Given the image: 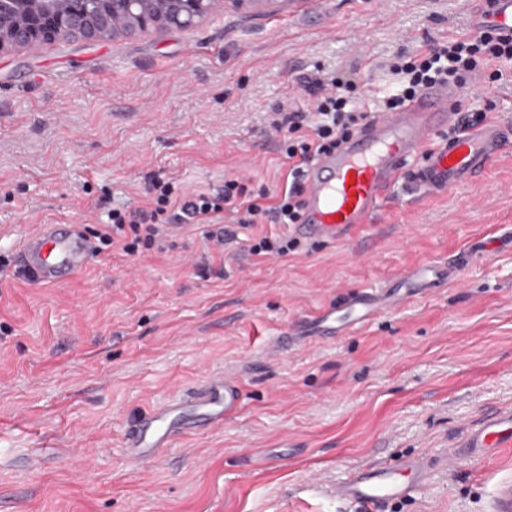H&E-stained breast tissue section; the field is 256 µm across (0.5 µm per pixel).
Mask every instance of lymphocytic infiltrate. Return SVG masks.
Wrapping results in <instances>:
<instances>
[{"label":"lymphocytic infiltrate","mask_w":512,"mask_h":512,"mask_svg":"<svg viewBox=\"0 0 512 512\" xmlns=\"http://www.w3.org/2000/svg\"><path fill=\"white\" fill-rule=\"evenodd\" d=\"M500 59L512 60V36L493 27L464 39L429 46L394 64V72L403 75L405 82L396 94L385 99L382 109L398 110L426 86L438 82L459 85L467 76L483 73L489 80H500L502 72L493 66ZM352 87L351 81L333 79L330 90L318 98L314 111L279 112L272 118L270 128L281 138L292 178L288 190L277 198H270L264 191L246 193L238 180L229 179L216 195L201 193L176 201L171 184L158 181L152 185L154 195L147 205L113 211L97 232L100 243L133 255L158 246L170 232L186 225L214 223L216 215L226 210L244 212L249 224L259 223L269 215L281 224L296 223L307 164L338 148L367 118L365 112L351 105Z\"/></svg>","instance_id":"1"}]
</instances>
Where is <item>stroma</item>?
<instances>
[{
    "label": "stroma",
    "instance_id": "1",
    "mask_svg": "<svg viewBox=\"0 0 512 512\" xmlns=\"http://www.w3.org/2000/svg\"><path fill=\"white\" fill-rule=\"evenodd\" d=\"M474 0H289L220 11L192 31L62 39L0 52V512H362L334 496L358 469L420 456L428 475L391 512H497L512 442L465 460L512 415V146L444 192L400 184L376 222L261 258L242 227L217 252L204 226L163 250H99L59 286L14 278L24 237H94L154 180L181 196L242 177L277 193L288 161L273 113L308 112L315 78L350 74L360 111L391 67L468 35ZM468 80L457 106L512 126V62ZM429 262L456 280L345 334L280 345L298 321ZM221 375L239 413L162 449L125 453L130 427Z\"/></svg>",
    "mask_w": 512,
    "mask_h": 512
}]
</instances>
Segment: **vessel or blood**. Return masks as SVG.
Instances as JSON below:
<instances>
[{
  "label": "vessel or blood",
  "instance_id": "vessel-or-blood-1",
  "mask_svg": "<svg viewBox=\"0 0 512 512\" xmlns=\"http://www.w3.org/2000/svg\"><path fill=\"white\" fill-rule=\"evenodd\" d=\"M457 87L445 84L421 91L396 112L370 120L339 150L316 158L308 167L304 206L295 226L298 235L317 240L343 239L373 223L383 202L402 180L445 191L480 173L490 159L512 144V128L491 121L468 129L448 143L433 147L436 134L451 124ZM93 256V245L79 236H62L58 225L45 224L21 245L17 263L32 283L56 285L74 278ZM454 277L449 266L425 265L398 275L394 289L365 293L342 307H330L286 333L288 341L335 336L369 321L380 309L418 290L446 285ZM238 386L221 377L208 380L193 395L168 401L143 417L126 437V453L146 463L183 431L179 413L189 406L202 425H218L240 405ZM412 487L396 473L381 468L358 470L337 486L344 503L387 507L410 496Z\"/></svg>",
  "mask_w": 512,
  "mask_h": 512
}]
</instances>
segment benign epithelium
I'll use <instances>...</instances> for the list:
<instances>
[{
  "label": "benign epithelium",
  "mask_w": 512,
  "mask_h": 512,
  "mask_svg": "<svg viewBox=\"0 0 512 512\" xmlns=\"http://www.w3.org/2000/svg\"><path fill=\"white\" fill-rule=\"evenodd\" d=\"M241 10L276 0H0V51L35 50L60 38L106 40L176 27L209 18L218 2Z\"/></svg>",
  "instance_id": "obj_1"
}]
</instances>
